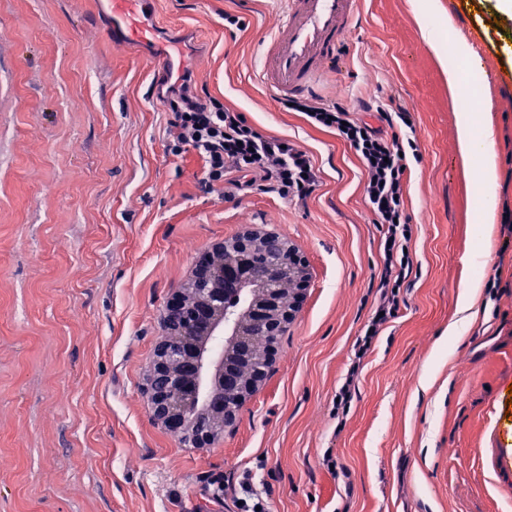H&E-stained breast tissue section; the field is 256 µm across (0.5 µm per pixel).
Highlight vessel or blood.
I'll list each match as a JSON object with an SVG mask.
<instances>
[{"mask_svg":"<svg viewBox=\"0 0 512 512\" xmlns=\"http://www.w3.org/2000/svg\"><path fill=\"white\" fill-rule=\"evenodd\" d=\"M117 43L148 41L155 33L148 0H108ZM278 30L263 46L262 84L280 97L309 90L339 57L360 18L359 0H283ZM496 476L512 474V417L500 415L489 455Z\"/></svg>","mask_w":512,"mask_h":512,"instance_id":"vessel-or-blood-1","label":"vessel or blood"}]
</instances>
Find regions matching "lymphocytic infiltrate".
Returning a JSON list of instances; mask_svg holds the SVG:
<instances>
[{"label":"lymphocytic infiltrate","instance_id":"1","mask_svg":"<svg viewBox=\"0 0 512 512\" xmlns=\"http://www.w3.org/2000/svg\"><path fill=\"white\" fill-rule=\"evenodd\" d=\"M160 99L171 114L170 152L197 153L203 160L200 186L208 192L233 196L241 184L227 180L230 172L258 175L268 191L281 198L302 201L319 184V171L311 156L285 138L266 136L248 122L242 112L220 100L200 95L191 77L160 91ZM286 109L301 112L313 125L333 128L349 144L365 170L364 199L381 225L380 282L377 313L358 339L359 353H366L385 325L395 319L405 299L401 294L412 271L407 251L413 234L407 213L405 170L423 160L410 112L399 106L382 109L388 125L399 134L384 137L378 129L353 117L341 105L327 106L314 99L285 100Z\"/></svg>","mask_w":512,"mask_h":512}]
</instances>
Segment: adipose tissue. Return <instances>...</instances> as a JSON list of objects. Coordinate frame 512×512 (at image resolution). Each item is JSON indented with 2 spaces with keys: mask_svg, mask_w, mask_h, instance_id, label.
I'll use <instances>...</instances> for the list:
<instances>
[{
  "mask_svg": "<svg viewBox=\"0 0 512 512\" xmlns=\"http://www.w3.org/2000/svg\"><path fill=\"white\" fill-rule=\"evenodd\" d=\"M435 6L425 4L419 14L421 29L426 43L448 80L449 93H456L460 85V73L455 59L471 56L473 49L466 41L448 42L434 37L429 21ZM458 156L467 176L473 182L478 200L473 232L480 251H487L492 239V222L498 196L497 160L491 131L480 122L478 113L461 110L456 114Z\"/></svg>",
  "mask_w": 512,
  "mask_h": 512,
  "instance_id": "1",
  "label": "adipose tissue"
}]
</instances>
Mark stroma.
Listing matches in <instances>:
<instances>
[{"instance_id":"obj_1","label":"stroma","mask_w":512,"mask_h":512,"mask_svg":"<svg viewBox=\"0 0 512 512\" xmlns=\"http://www.w3.org/2000/svg\"><path fill=\"white\" fill-rule=\"evenodd\" d=\"M441 37L465 40L494 0L459 17L438 0ZM423 0H362L342 57L316 91L392 136L369 104L408 110L423 153L407 173L413 274L373 343L347 416L336 393L376 291L380 225L364 169L336 130L286 110L258 79L283 0H153V44L112 40L102 0H0V512H236L208 482L252 471L274 512H512L487 444L512 381V20L474 45L480 112L499 196L481 266L477 202L461 171L459 98L423 39ZM241 28H226L225 13ZM182 37V68L267 136L297 141L320 184L302 202L254 185L220 200L202 159L167 149L154 61ZM275 233L308 264L309 286L266 377L223 434L187 446L149 411L146 380L167 302L226 239ZM482 287L456 336L462 289Z\"/></svg>"}]
</instances>
